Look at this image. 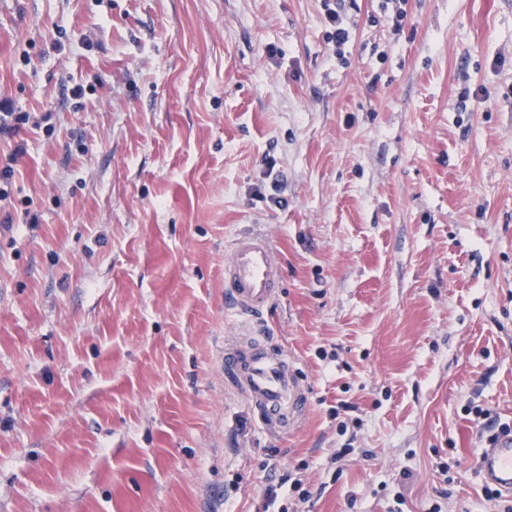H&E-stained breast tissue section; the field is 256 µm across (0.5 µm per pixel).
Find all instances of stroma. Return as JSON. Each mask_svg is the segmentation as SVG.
I'll list each match as a JSON object with an SVG mask.
<instances>
[{"label": "stroma", "mask_w": 512, "mask_h": 512, "mask_svg": "<svg viewBox=\"0 0 512 512\" xmlns=\"http://www.w3.org/2000/svg\"><path fill=\"white\" fill-rule=\"evenodd\" d=\"M338 3L341 46L323 0H0V512H501L512 0ZM244 233L311 389L278 436L220 365ZM329 2L330 0H324L327 22L334 29V32H330V38L332 41L334 40L336 42V45H343L348 41L349 31L340 10L336 7V3H334V7L331 8ZM494 438L486 440L479 451V467L488 485L512 497V432L502 433L499 429L490 433ZM489 486L484 488L488 500H501L502 494Z\"/></svg>", "instance_id": "35a3bbf8"}]
</instances>
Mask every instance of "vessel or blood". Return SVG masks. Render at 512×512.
<instances>
[{"label": "vessel or blood", "instance_id": "vessel-or-blood-1", "mask_svg": "<svg viewBox=\"0 0 512 512\" xmlns=\"http://www.w3.org/2000/svg\"><path fill=\"white\" fill-rule=\"evenodd\" d=\"M282 266L271 240L261 234L235 238L224 263V287L232 308L257 315L278 294ZM225 383L244 394L258 424L271 434L286 430L306 407L310 388L287 350L254 326L239 324L224 339ZM479 467L488 485L512 497V432L494 431L479 451Z\"/></svg>", "mask_w": 512, "mask_h": 512}]
</instances>
